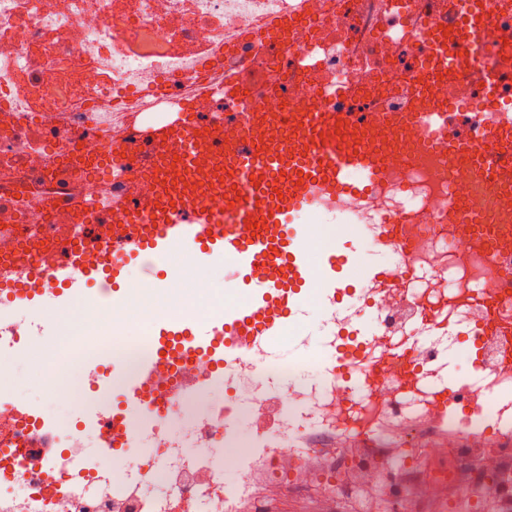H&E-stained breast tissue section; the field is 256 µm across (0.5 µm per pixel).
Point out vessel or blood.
<instances>
[{"mask_svg": "<svg viewBox=\"0 0 512 512\" xmlns=\"http://www.w3.org/2000/svg\"><path fill=\"white\" fill-rule=\"evenodd\" d=\"M281 114H265L268 134L261 148L238 140L224 142V129L198 124L193 113L154 129L155 152L139 166L154 189L130 207L112 210L102 238L75 236L67 256L41 266L24 261L0 270V293L16 301L43 298V306L78 303L97 278L125 279L134 262L178 250L191 277L224 273V285L247 293L238 306L225 308L207 331L195 327L196 313L165 315L154 341L136 357V375L112 391V452L132 455L139 447L135 418L152 399L159 377L177 373L178 383L163 395L158 415L167 421L173 400L188 401L204 385L223 383L224 368L265 351L292 315L303 289L321 286L325 307L338 288L333 273L362 256L317 254L301 214L335 210L342 196L380 189L385 157L370 143L351 146L337 127H348L351 113L307 110L292 143L277 134ZM231 203L234 223L222 211L200 208L213 189ZM188 219H180V212ZM373 247L394 250L396 225L369 227Z\"/></svg>", "mask_w": 512, "mask_h": 512, "instance_id": "obj_1", "label": "vessel or blood"}]
</instances>
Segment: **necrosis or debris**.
<instances>
[{
    "mask_svg": "<svg viewBox=\"0 0 512 512\" xmlns=\"http://www.w3.org/2000/svg\"><path fill=\"white\" fill-rule=\"evenodd\" d=\"M488 11L490 30L449 65L427 55L424 35L447 27L449 43L468 9ZM498 76L493 97L480 94L474 63ZM262 65L280 83L269 104L376 112L377 127L353 123V143L376 141L387 187L373 197L367 223L395 224L397 262L385 288L348 289L345 314L369 334L323 320L336 365L320 382L287 387L274 407L280 429L272 448L225 438L224 407L206 390L177 404L172 436L151 408L138 423L148 450L130 458L76 466L81 435L67 420L81 398L50 372L45 350L29 366L0 357V512H283L286 502H322L331 512H512V421L492 395L512 387V309L491 298L512 284V169L487 184L444 134L478 138L501 126L489 151L512 154V0H0V263L23 253L57 258L55 225L76 199L100 203L86 230L108 223L152 185L135 163L149 153L150 127L193 108L223 125L228 140L254 136L257 90L224 89V77ZM448 113L440 133L417 118ZM124 162L110 158L113 146ZM237 302L234 289L148 288L130 308L145 320L157 308L177 312L187 299ZM468 326L475 376L449 390L437 362ZM269 364L252 356L226 367V405L241 415L266 403ZM51 391L55 445L12 390ZM462 417H455V410ZM234 472L225 482V472Z\"/></svg>",
    "mask_w": 512,
    "mask_h": 512,
    "instance_id": "4bbe7bcc",
    "label": "necrosis or debris"
}]
</instances>
